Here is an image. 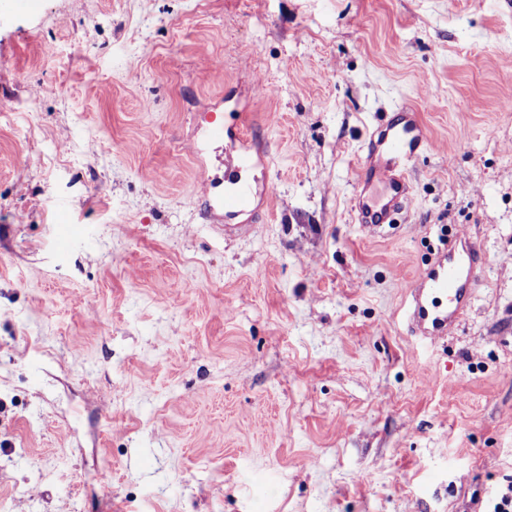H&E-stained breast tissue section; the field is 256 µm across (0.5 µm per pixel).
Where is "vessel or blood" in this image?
Returning <instances> with one entry per match:
<instances>
[{"instance_id": "1", "label": "vessel or blood", "mask_w": 512, "mask_h": 512, "mask_svg": "<svg viewBox=\"0 0 512 512\" xmlns=\"http://www.w3.org/2000/svg\"><path fill=\"white\" fill-rule=\"evenodd\" d=\"M207 133L211 140L228 137L237 145V155L224 173V194L209 201L208 207L223 210L228 218L244 214L256 194L242 171L261 149L243 129L232 131L220 122L210 125ZM426 143L417 109L406 105L370 132L359 157L358 189L352 198L357 223L379 227L396 223L399 214L409 212L412 189L408 166ZM476 270L474 251L446 252L408 285L406 322L411 332L424 338L446 335L471 303Z\"/></svg>"}]
</instances>
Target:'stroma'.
Segmentation results:
<instances>
[{
	"instance_id": "35a3bbf8",
	"label": "stroma",
	"mask_w": 512,
	"mask_h": 512,
	"mask_svg": "<svg viewBox=\"0 0 512 512\" xmlns=\"http://www.w3.org/2000/svg\"><path fill=\"white\" fill-rule=\"evenodd\" d=\"M228 97L274 199L230 236ZM402 105L410 211L355 223ZM468 241L470 308L419 342L404 286ZM509 482L512 0H0V512H490Z\"/></svg>"
}]
</instances>
